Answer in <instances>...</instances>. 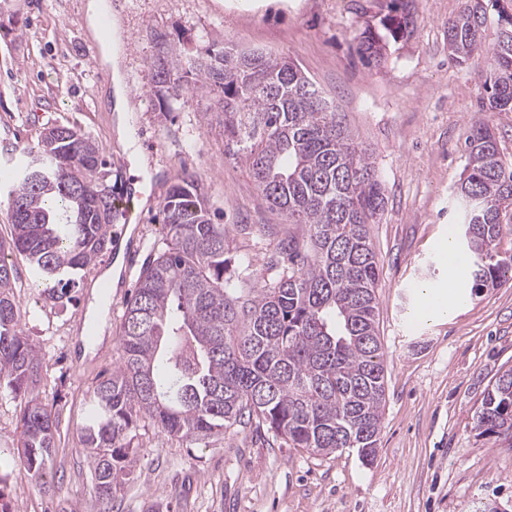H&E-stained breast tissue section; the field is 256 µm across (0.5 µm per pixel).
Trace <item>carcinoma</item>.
I'll use <instances>...</instances> for the list:
<instances>
[{"label":"carcinoma","instance_id":"cac0c4a2","mask_svg":"<svg viewBox=\"0 0 512 512\" xmlns=\"http://www.w3.org/2000/svg\"><path fill=\"white\" fill-rule=\"evenodd\" d=\"M490 49L484 6L448 22V54L458 63L489 57V109L512 112V13ZM382 46L369 31L358 52L371 63ZM185 74L195 89L219 91L217 114L233 155L248 166L268 206L307 227L306 243L278 244L288 267L272 284L240 288L226 276L224 225L215 224L192 174L163 203L167 248L148 261L126 301L119 362L92 389L82 442L96 500L108 504L134 462L147 422L205 442L251 423L292 448L327 456L343 448L375 456L385 403L383 345L376 324L380 261L368 225L385 194L371 154L355 142L336 106L286 59L256 51L208 49ZM160 88L183 76L161 63ZM462 206L466 279L471 291L512 282V248L501 249L502 211L512 206V161L494 133L472 123L465 139ZM99 145L67 126L44 130L8 187L12 231L0 240V394L24 402L20 462L43 476L58 413L34 395L38 347L25 335L14 295L23 259L34 282L67 298L74 275L107 252L119 219ZM477 427L512 444V367L502 371L477 412Z\"/></svg>","mask_w":512,"mask_h":512}]
</instances>
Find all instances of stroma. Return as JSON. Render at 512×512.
Returning <instances> with one entry per match:
<instances>
[{"label": "stroma", "mask_w": 512, "mask_h": 512, "mask_svg": "<svg viewBox=\"0 0 512 512\" xmlns=\"http://www.w3.org/2000/svg\"><path fill=\"white\" fill-rule=\"evenodd\" d=\"M122 28L121 71L133 146L118 141L111 75L85 23L87 0H0V181L44 129L75 126L98 143L115 192L142 184L134 227H112L123 270L98 283L106 252L80 271L72 301L47 299L25 263L14 293L42 359L40 399L56 409L55 446L42 479L16 462L20 400L0 395V512H93L94 473L81 441L91 390L119 359L125 301L142 266L166 243L161 209L184 173L200 177L214 223L226 229L231 268L248 283L279 278L280 239L302 237L265 203L248 167L229 152L215 97L192 86L157 90L159 62L186 64L206 49L258 50L292 59L335 102L372 157L388 199L370 235L379 255L377 320L385 351L383 424L373 462L357 449L327 457L291 448L265 428L232 426L207 442L139 429L136 461L111 512H512V446L479 435L476 412L512 366V286L467 295L441 320H414L418 286L448 281V233L464 141L485 121L512 158V112L488 108L489 64L448 57V21L467 0H414L394 31L392 0H106ZM383 44L364 62L362 32Z\"/></svg>", "instance_id": "1"}]
</instances>
